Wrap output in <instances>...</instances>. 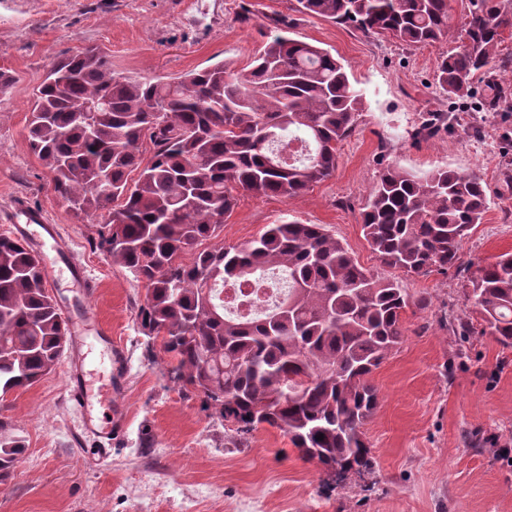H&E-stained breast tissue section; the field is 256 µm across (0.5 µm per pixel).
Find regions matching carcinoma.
I'll use <instances>...</instances> for the list:
<instances>
[{
	"label": "carcinoma",
	"instance_id": "carcinoma-1",
	"mask_svg": "<svg viewBox=\"0 0 512 512\" xmlns=\"http://www.w3.org/2000/svg\"><path fill=\"white\" fill-rule=\"evenodd\" d=\"M294 9L406 45L458 40L438 63L442 91L466 97L481 75L485 109L508 102L492 66L512 33V0H468L459 30L449 0H295ZM267 20L269 40L244 72L221 62L153 81L115 72L97 48L52 62L34 92L27 141L73 212L101 218L99 246L112 263L145 283L140 325L167 357L171 380L202 394L240 433L280 430L303 459L342 481L372 469L371 376L403 342L406 309L428 299L361 266L320 224L284 219L243 244L216 241L233 191L288 200L332 176L364 109L347 65L287 37L285 17ZM96 103L90 137L80 116ZM444 125L431 112L416 134L434 137ZM293 141L300 150L284 153ZM488 206L476 172L393 166L362 208L363 236L406 276L445 272L460 266L461 244ZM264 272L284 277L288 292L256 319L225 311L217 285L247 286ZM467 300L512 348V254L477 269ZM65 346L37 257L0 235V394L51 372ZM22 448L0 424L1 482Z\"/></svg>",
	"mask_w": 512,
	"mask_h": 512
}]
</instances>
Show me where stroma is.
<instances>
[{
  "instance_id": "35a3bbf8",
  "label": "stroma",
  "mask_w": 512,
  "mask_h": 512,
  "mask_svg": "<svg viewBox=\"0 0 512 512\" xmlns=\"http://www.w3.org/2000/svg\"><path fill=\"white\" fill-rule=\"evenodd\" d=\"M295 0H0V69L15 79L0 97V234L17 200L43 209L99 285L93 315L123 351L125 416L112 453L97 458L78 438L69 395V355L29 388L0 396V421L24 443L0 512H512V348L483 331L456 270L398 277L426 309L403 315L405 340L372 380L379 406L366 426L371 472L338 483L264 426L244 435L214 415L201 394L174 384L140 327L146 289L98 245L99 220L58 197L30 152L32 92L50 63L95 46L114 71L169 81L222 61L240 70L265 45L267 15L288 17L290 37L320 46L350 67L365 108L338 152L333 175L286 200L240 191L220 237L240 244L289 218L323 225L357 261L382 275L362 232L361 211L381 172L437 167L476 170L491 206L460 253L469 269L512 254V109L488 112L482 81L464 98L436 80L448 43L414 47L350 25L293 11ZM448 115V128L415 136L422 115ZM396 276V275H395ZM468 317L456 341L449 315Z\"/></svg>"
}]
</instances>
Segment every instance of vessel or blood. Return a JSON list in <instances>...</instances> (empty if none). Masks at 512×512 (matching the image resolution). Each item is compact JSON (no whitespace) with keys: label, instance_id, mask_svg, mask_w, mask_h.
I'll use <instances>...</instances> for the list:
<instances>
[{"label":"vessel or blood","instance_id":"vessel-or-blood-1","mask_svg":"<svg viewBox=\"0 0 512 512\" xmlns=\"http://www.w3.org/2000/svg\"><path fill=\"white\" fill-rule=\"evenodd\" d=\"M8 221L14 227L15 238L35 251L47 274L67 273L70 286L76 288L83 299L94 295L91 278L73 255L59 226L49 223L44 210L19 202L12 209ZM64 324L71 355L68 379L71 395L81 409L80 430L93 433L100 444H111L113 429L101 424L94 406L111 401L115 386L110 380L94 385L85 365L88 337L104 336L106 330L86 314L65 317Z\"/></svg>","mask_w":512,"mask_h":512}]
</instances>
